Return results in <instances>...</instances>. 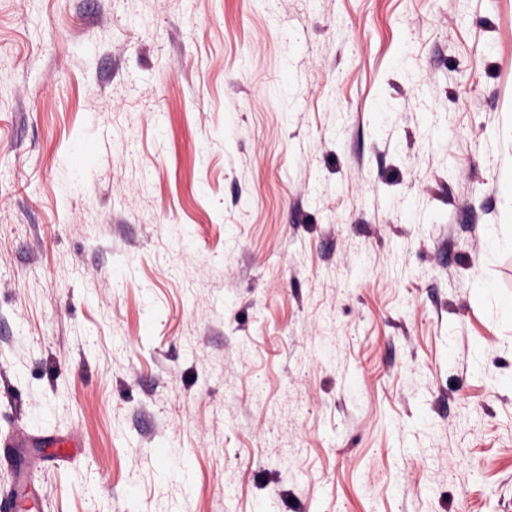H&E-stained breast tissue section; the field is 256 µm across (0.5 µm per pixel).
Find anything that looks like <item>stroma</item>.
Segmentation results:
<instances>
[{"label": "stroma", "instance_id": "stroma-1", "mask_svg": "<svg viewBox=\"0 0 512 512\" xmlns=\"http://www.w3.org/2000/svg\"><path fill=\"white\" fill-rule=\"evenodd\" d=\"M511 165L512 0H0V498L512 512Z\"/></svg>", "mask_w": 512, "mask_h": 512}]
</instances>
